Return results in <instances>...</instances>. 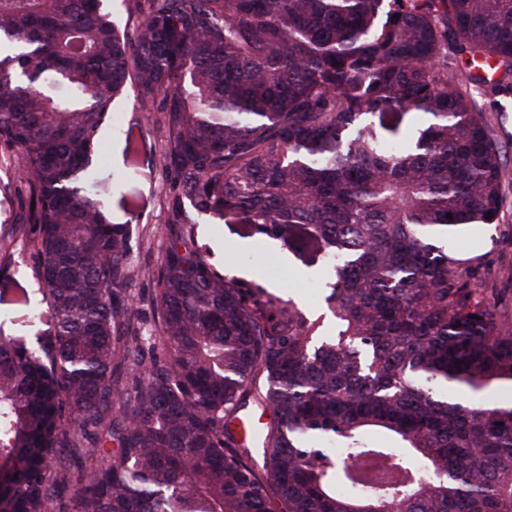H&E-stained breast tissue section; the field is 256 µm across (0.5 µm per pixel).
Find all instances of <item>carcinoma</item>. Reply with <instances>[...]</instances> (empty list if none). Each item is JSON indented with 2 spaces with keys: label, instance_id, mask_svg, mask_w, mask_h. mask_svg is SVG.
<instances>
[{
  "label": "carcinoma",
  "instance_id": "cac0c4a2",
  "mask_svg": "<svg viewBox=\"0 0 512 512\" xmlns=\"http://www.w3.org/2000/svg\"><path fill=\"white\" fill-rule=\"evenodd\" d=\"M104 2L0 0V143L48 318L0 333V512H512V403L466 398L512 386L506 291L445 244L500 215L464 86L509 85L512 0H129L132 34ZM130 90L167 128L148 335L93 162ZM193 212L317 244L334 332L215 272ZM253 393L260 464L232 429Z\"/></svg>",
  "mask_w": 512,
  "mask_h": 512
}]
</instances>
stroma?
Returning a JSON list of instances; mask_svg holds the SVG:
<instances>
[{
  "label": "stroma",
  "instance_id": "1",
  "mask_svg": "<svg viewBox=\"0 0 512 512\" xmlns=\"http://www.w3.org/2000/svg\"><path fill=\"white\" fill-rule=\"evenodd\" d=\"M469 92L494 125L502 146L505 193L498 223L472 227L451 238L450 244L462 256H481L493 271L489 287L512 289V91L473 86ZM132 124L142 129L146 140L135 168L126 165L123 155L124 136ZM165 135L159 113L136 109L130 97L116 104L111 124L100 135L99 167L112 200L113 221L129 225L132 231V287L138 299L136 312L145 321L151 318L155 289L150 273L167 244L163 233L167 212L162 202L168 182L160 163ZM193 231L217 272L229 277L241 271L243 285L263 282L268 291L292 299L308 313H320L316 291L323 286L327 259L317 247L300 255L289 252L279 242L261 240L252 224L240 216L221 221L202 218ZM9 252L10 259L0 262V329L11 335L43 334L45 323L29 315L31 304L39 303L42 295L28 238H16Z\"/></svg>",
  "mask_w": 512,
  "mask_h": 512
}]
</instances>
